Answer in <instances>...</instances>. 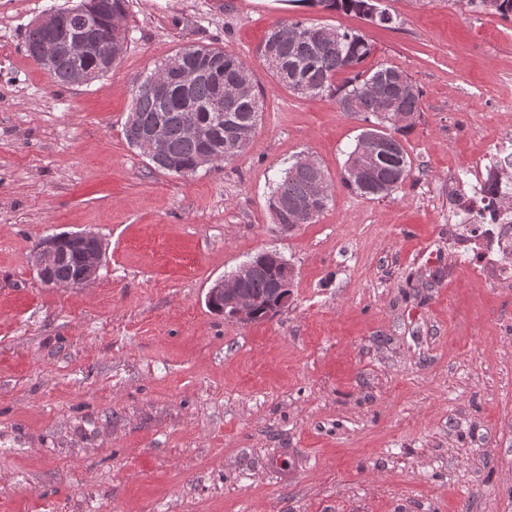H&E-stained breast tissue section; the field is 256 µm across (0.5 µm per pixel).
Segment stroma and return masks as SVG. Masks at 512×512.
<instances>
[{
    "instance_id": "1",
    "label": "stroma",
    "mask_w": 512,
    "mask_h": 512,
    "mask_svg": "<svg viewBox=\"0 0 512 512\" xmlns=\"http://www.w3.org/2000/svg\"><path fill=\"white\" fill-rule=\"evenodd\" d=\"M0 0V512H512V280L479 283L448 231V186L480 175L512 101V19L465 0H381L383 28L301 0H128L126 53L85 85L25 51L42 14ZM303 20L352 30L421 110L401 189L335 187L292 231L268 199L296 155L339 179L360 116L300 96L257 49ZM186 44L242 59L264 94L250 144L179 176L130 147L135 78ZM103 241L78 287L31 245ZM278 251L293 295L248 324L213 283Z\"/></svg>"
}]
</instances>
